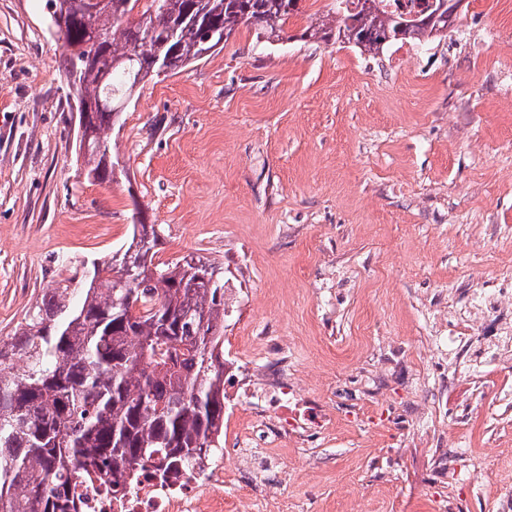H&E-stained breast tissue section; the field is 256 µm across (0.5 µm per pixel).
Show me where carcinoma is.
I'll use <instances>...</instances> for the list:
<instances>
[{"label":"carcinoma","mask_w":512,"mask_h":512,"mask_svg":"<svg viewBox=\"0 0 512 512\" xmlns=\"http://www.w3.org/2000/svg\"><path fill=\"white\" fill-rule=\"evenodd\" d=\"M126 0L94 19L105 72H82L80 91L94 108V145L81 154L86 176L108 182L118 151L109 131L114 103L135 85L176 74L214 51L204 31L240 25L275 40L302 0H143L138 21ZM416 12L385 0H336L301 37L333 38L367 53L394 41L448 36L444 3ZM66 39H86L73 12ZM155 225H133L124 251L95 258L44 289L25 323L0 341V512H66L72 476L125 491L148 463L177 471L222 447L224 436V276L201 260L154 264Z\"/></svg>","instance_id":"cac0c4a2"}]
</instances>
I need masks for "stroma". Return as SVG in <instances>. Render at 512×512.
Segmentation results:
<instances>
[{
	"label": "stroma",
	"mask_w": 512,
	"mask_h": 512,
	"mask_svg": "<svg viewBox=\"0 0 512 512\" xmlns=\"http://www.w3.org/2000/svg\"><path fill=\"white\" fill-rule=\"evenodd\" d=\"M240 27L146 83L88 180L45 0H0V339L145 217L221 268L224 356L294 386L300 435L224 512H512V0L376 54ZM261 419L224 389L226 456Z\"/></svg>",
	"instance_id": "obj_1"
}]
</instances>
